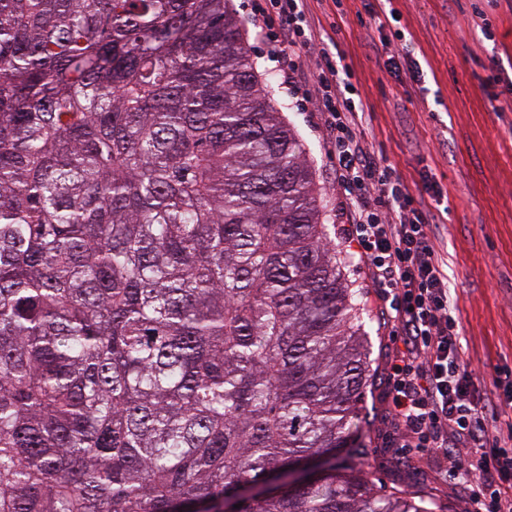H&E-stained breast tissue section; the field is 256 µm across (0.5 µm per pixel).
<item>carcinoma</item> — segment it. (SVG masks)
<instances>
[{
  "label": "carcinoma",
  "instance_id": "carcinoma-1",
  "mask_svg": "<svg viewBox=\"0 0 512 512\" xmlns=\"http://www.w3.org/2000/svg\"><path fill=\"white\" fill-rule=\"evenodd\" d=\"M272 83L229 0H0V512H434Z\"/></svg>",
  "mask_w": 512,
  "mask_h": 512
}]
</instances>
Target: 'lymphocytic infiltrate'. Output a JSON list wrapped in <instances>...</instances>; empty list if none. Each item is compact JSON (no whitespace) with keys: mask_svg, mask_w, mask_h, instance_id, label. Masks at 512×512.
<instances>
[{"mask_svg":"<svg viewBox=\"0 0 512 512\" xmlns=\"http://www.w3.org/2000/svg\"><path fill=\"white\" fill-rule=\"evenodd\" d=\"M306 0H256L250 22L280 85L318 112L336 161L341 243L376 290L392 330L386 370L390 448H428L448 463V478L471 487L468 512H512V421L491 411L512 407V371L476 398L479 371L461 342L448 275L435 241L438 222L365 138L366 105L337 42L314 45ZM384 44L385 70L397 83L417 80L403 30ZM311 62L313 89L300 79Z\"/></svg>","mask_w":512,"mask_h":512,"instance_id":"f902f5d3","label":"lymphocytic infiltrate"}]
</instances>
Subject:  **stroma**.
Here are the masks:
<instances>
[{
	"mask_svg": "<svg viewBox=\"0 0 512 512\" xmlns=\"http://www.w3.org/2000/svg\"><path fill=\"white\" fill-rule=\"evenodd\" d=\"M367 0H308L315 36L334 34L351 67V80L368 104L365 129L387 164L407 185L429 171L441 198L423 197L439 222L436 247L448 271L450 298L462 328V343L488 392L498 370L512 369V107L495 111L481 86L497 74L512 85V0L487 8L492 32L484 37L472 13L473 0H391L412 37L423 71L421 83H395L384 72L385 48L377 30L357 19ZM275 105L293 127L313 166L322 222L337 239L336 187L323 130L298 110L284 89ZM336 260L360 293V317L368 333L373 373L364 396L361 432L368 454L364 469L382 495L427 496L444 512H465L463 491L445 478L433 458L385 447L384 379L390 329L377 308L376 291L350 256Z\"/></svg>",
	"mask_w": 512,
	"mask_h": 512,
	"instance_id": "35a3bbf8",
	"label": "stroma"
}]
</instances>
